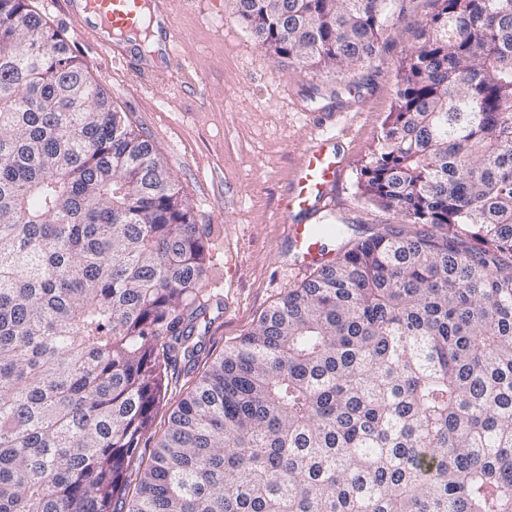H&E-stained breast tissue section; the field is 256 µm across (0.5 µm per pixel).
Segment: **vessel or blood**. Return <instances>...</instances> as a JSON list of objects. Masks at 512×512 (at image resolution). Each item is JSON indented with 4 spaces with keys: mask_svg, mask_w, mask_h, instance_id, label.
<instances>
[{
    "mask_svg": "<svg viewBox=\"0 0 512 512\" xmlns=\"http://www.w3.org/2000/svg\"><path fill=\"white\" fill-rule=\"evenodd\" d=\"M64 4L74 30L104 53H112L119 38L138 31L144 12L158 26L163 50L174 51L177 33L166 10L167 0H64ZM340 167L339 155L329 151L327 142L307 147L277 215L302 268L320 265L333 256L315 233L311 219L320 205L333 200Z\"/></svg>",
    "mask_w": 512,
    "mask_h": 512,
    "instance_id": "b4317fda",
    "label": "vessel or blood"
}]
</instances>
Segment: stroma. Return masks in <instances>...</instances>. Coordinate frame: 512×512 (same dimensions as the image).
<instances>
[{
  "label": "stroma",
  "mask_w": 512,
  "mask_h": 512,
  "mask_svg": "<svg viewBox=\"0 0 512 512\" xmlns=\"http://www.w3.org/2000/svg\"><path fill=\"white\" fill-rule=\"evenodd\" d=\"M29 3L69 39L114 106L151 137L206 230L211 301L193 335L202 350L196 363L168 372L152 429L139 445L138 462L146 465L170 413L209 365L308 276L295 269L276 217L304 147L320 135V113L336 111L347 130L335 144L342 159L335 199L318 223L347 225L352 240L397 224L394 213L363 196L360 171L379 145L401 65L434 2L408 0L371 67L356 74L354 89L266 56L237 20L233 0H169L180 57L159 55L147 83L80 39L62 0Z\"/></svg>",
  "instance_id": "1"
}]
</instances>
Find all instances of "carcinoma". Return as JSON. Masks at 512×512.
<instances>
[{
  "instance_id": "obj_1",
  "label": "carcinoma",
  "mask_w": 512,
  "mask_h": 512,
  "mask_svg": "<svg viewBox=\"0 0 512 512\" xmlns=\"http://www.w3.org/2000/svg\"><path fill=\"white\" fill-rule=\"evenodd\" d=\"M405 0H234L303 70L370 67ZM361 170L425 230L347 245L213 361L207 246L150 137L0 0V512H512V0H434Z\"/></svg>"
}]
</instances>
